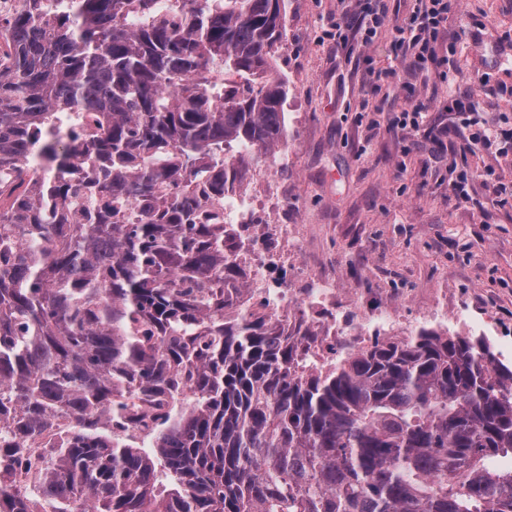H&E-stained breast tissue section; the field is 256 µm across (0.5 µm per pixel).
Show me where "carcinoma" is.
<instances>
[{"label": "carcinoma", "instance_id": "carcinoma-1", "mask_svg": "<svg viewBox=\"0 0 512 512\" xmlns=\"http://www.w3.org/2000/svg\"><path fill=\"white\" fill-rule=\"evenodd\" d=\"M281 3L17 7L0 170L32 175L0 207V512H512V368L486 339L422 327L319 365L310 327L238 308L211 205L288 145ZM59 426L34 494L12 471Z\"/></svg>", "mask_w": 512, "mask_h": 512}]
</instances>
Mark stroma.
<instances>
[{
	"instance_id": "1",
	"label": "stroma",
	"mask_w": 512,
	"mask_h": 512,
	"mask_svg": "<svg viewBox=\"0 0 512 512\" xmlns=\"http://www.w3.org/2000/svg\"><path fill=\"white\" fill-rule=\"evenodd\" d=\"M283 11L272 69L288 85V146L250 167L272 168L285 188L297 262L335 280L347 320L386 308L391 288L410 289L414 312L445 295L449 333L486 338L511 365L512 202L491 203L488 188L494 174L512 182V152L458 160L470 178L461 204L431 142L391 119L429 100L425 125L456 147L462 131L448 106L469 94L490 126L512 128V0H457L434 57L418 67L387 26L366 49L354 29L337 45L330 21L357 24L356 0H284Z\"/></svg>"
}]
</instances>
